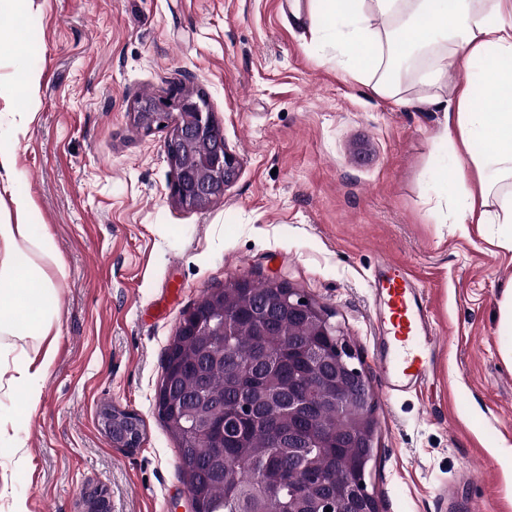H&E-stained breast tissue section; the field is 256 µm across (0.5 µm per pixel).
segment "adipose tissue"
Wrapping results in <instances>:
<instances>
[{
    "mask_svg": "<svg viewBox=\"0 0 512 512\" xmlns=\"http://www.w3.org/2000/svg\"><path fill=\"white\" fill-rule=\"evenodd\" d=\"M309 27L314 38L339 44L337 69L398 102L407 92L404 75L428 60L429 70L419 72L423 101L445 116L461 221L492 225L498 243L512 249V0H310ZM356 44L364 58L347 53ZM456 65L467 78L452 84L448 69ZM478 84L488 99L480 108L472 104ZM477 140L486 146L480 155L471 149ZM11 201L13 215H0V335L31 344L0 345V366H12L0 392L22 385L34 399L51 358L43 344L61 305L45 270L55 260L51 238L33 240L30 198Z\"/></svg>",
    "mask_w": 512,
    "mask_h": 512,
    "instance_id": "obj_1",
    "label": "adipose tissue"
}]
</instances>
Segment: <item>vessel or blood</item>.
<instances>
[{"label":"vessel or blood","mask_w":512,"mask_h":512,"mask_svg":"<svg viewBox=\"0 0 512 512\" xmlns=\"http://www.w3.org/2000/svg\"><path fill=\"white\" fill-rule=\"evenodd\" d=\"M380 369L388 395L426 386L438 348L430 310L404 264L383 262L374 277Z\"/></svg>","instance_id":"vessel-or-blood-1"}]
</instances>
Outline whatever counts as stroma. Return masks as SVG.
<instances>
[{
  "instance_id": "35a3bbf8",
  "label": "stroma",
  "mask_w": 512,
  "mask_h": 512,
  "mask_svg": "<svg viewBox=\"0 0 512 512\" xmlns=\"http://www.w3.org/2000/svg\"><path fill=\"white\" fill-rule=\"evenodd\" d=\"M293 0H0V130L13 156L0 197L34 203L63 265L52 359L30 402L0 395V512H190L178 443L156 400L166 352L206 294L278 279L324 307L374 392L368 486L380 512H512V368L499 300L512 250L460 223L443 114L406 77L405 102L325 66ZM35 77L24 86L21 76ZM204 91L240 160L203 211L172 201L167 133L137 129L143 93ZM403 263L439 333L434 381L387 396L373 276ZM141 421L116 448L110 408Z\"/></svg>"
}]
</instances>
